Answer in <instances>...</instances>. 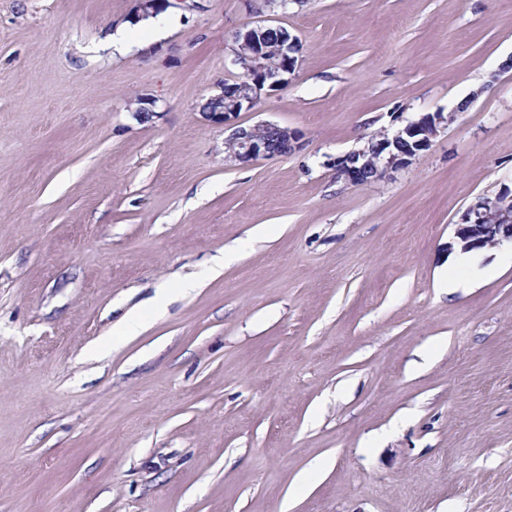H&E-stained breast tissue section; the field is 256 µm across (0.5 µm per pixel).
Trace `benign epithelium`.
Masks as SVG:
<instances>
[{"label":"benign epithelium","mask_w":512,"mask_h":512,"mask_svg":"<svg viewBox=\"0 0 512 512\" xmlns=\"http://www.w3.org/2000/svg\"><path fill=\"white\" fill-rule=\"evenodd\" d=\"M187 0H137L140 16L157 15L168 7H183ZM264 28L256 24L238 30L234 38L243 37V45L251 52L254 62L251 75L250 94L244 97L231 94L232 85L225 83L214 100H229L219 109H208L201 113L204 120L224 126L229 135L224 140L225 161L233 166L248 165L260 158L285 155L298 147L300 135L297 131L276 123L260 121L242 126L237 119L242 112L253 110L263 95L287 88L298 68L296 36L282 31L277 52L283 62L274 69L265 66L271 51L269 44L250 37ZM448 125V116L442 112L427 113L392 135L377 137L363 147L336 158V174L346 183L358 185L369 170L381 168L385 171L409 166L429 150L435 138ZM455 243L464 251L479 249L484 245L498 246L512 243V191L504 190L493 197H482L461 216L454 231Z\"/></svg>","instance_id":"benign-epithelium-1"}]
</instances>
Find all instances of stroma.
Listing matches in <instances>:
<instances>
[{"instance_id": "35a3bbf8", "label": "stroma", "mask_w": 512, "mask_h": 512, "mask_svg": "<svg viewBox=\"0 0 512 512\" xmlns=\"http://www.w3.org/2000/svg\"><path fill=\"white\" fill-rule=\"evenodd\" d=\"M172 14L0 0V512H512V263L448 248L512 190V0ZM260 21L299 66L239 123L301 146L229 166L199 103ZM427 112L412 165L337 179Z\"/></svg>"}]
</instances>
